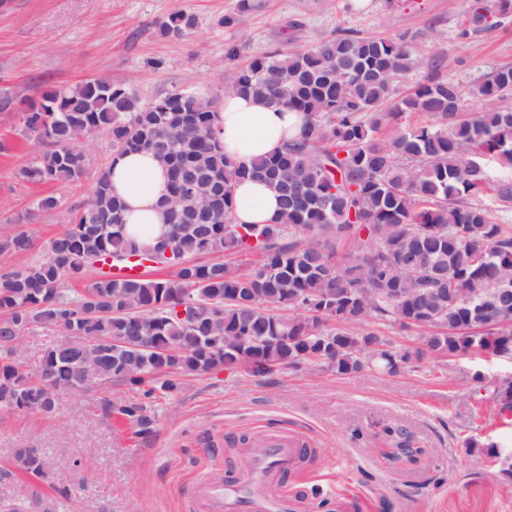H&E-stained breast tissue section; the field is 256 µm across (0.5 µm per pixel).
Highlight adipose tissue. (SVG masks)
I'll return each instance as SVG.
<instances>
[{"label":"adipose tissue","mask_w":512,"mask_h":512,"mask_svg":"<svg viewBox=\"0 0 512 512\" xmlns=\"http://www.w3.org/2000/svg\"><path fill=\"white\" fill-rule=\"evenodd\" d=\"M303 117L270 107L251 96H225L217 128L225 152L236 162L250 164L272 154L296 136ZM112 192L124 204L127 232L138 242L153 244L166 233L164 203L170 195L165 166L152 154L128 152L113 157L109 167ZM280 213L276 193L266 184L243 180L233 197L238 224H272Z\"/></svg>","instance_id":"1"}]
</instances>
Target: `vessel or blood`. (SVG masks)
<instances>
[{
	"mask_svg": "<svg viewBox=\"0 0 512 512\" xmlns=\"http://www.w3.org/2000/svg\"><path fill=\"white\" fill-rule=\"evenodd\" d=\"M251 453L257 464L251 486L228 489L209 478L198 482L206 512H274L276 500L267 491L270 478L291 465L294 448L287 437L273 435L257 442Z\"/></svg>",
	"mask_w": 512,
	"mask_h": 512,
	"instance_id": "1",
	"label": "vessel or blood"
}]
</instances>
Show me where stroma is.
Returning a JSON list of instances; mask_svg holds the SVG:
<instances>
[{
	"label": "stroma",
	"instance_id": "1",
	"mask_svg": "<svg viewBox=\"0 0 512 512\" xmlns=\"http://www.w3.org/2000/svg\"><path fill=\"white\" fill-rule=\"evenodd\" d=\"M482 3L491 22L464 39L465 0H249L244 10L239 0H0V90L34 97L104 77L144 102L177 90L220 98L254 57L343 30L405 37L422 61L408 84L437 76L468 87L512 66V18L495 16L496 0ZM174 13L194 16V27L162 36L160 23ZM21 126L19 110L0 112V236L22 229L19 216L39 198L53 195L60 205L23 228L33 250L0 254V273L43 257L112 156L100 135L79 182L27 183L20 171L37 146ZM509 375L512 360L472 352L428 357L395 374L220 369L186 377L175 394H155L148 433L104 413L105 402L132 399L131 390L93 387L49 417L0 415V506L38 500L53 512H202L196 482L243 480L250 444L280 433L297 447L272 489L287 495L291 512H512V478L492 451L512 447V413L499 415L490 399ZM21 448L40 450L45 477L17 467Z\"/></svg>",
	"mask_w": 512,
	"mask_h": 512
}]
</instances>
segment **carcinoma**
Listing matches in <instances>:
<instances>
[{
  "instance_id": "carcinoma-1",
  "label": "carcinoma",
  "mask_w": 512,
  "mask_h": 512,
  "mask_svg": "<svg viewBox=\"0 0 512 512\" xmlns=\"http://www.w3.org/2000/svg\"><path fill=\"white\" fill-rule=\"evenodd\" d=\"M489 14L470 4L461 35L483 31ZM194 26L169 16L163 35ZM401 39L342 31L311 48L275 50L239 69L226 93L252 95L303 116L299 135L249 165L224 152L218 101L175 91L148 103L120 83L86 78L47 90L22 113V134L46 149L20 172L62 186L86 173L81 144L105 134L112 154L152 153L167 171H183L199 190L166 201L168 233L139 244L125 230L121 203L102 171L71 224L44 257L0 274V413H56L64 392L84 389L88 371L114 385L174 392L178 377L214 369L255 373L325 366L338 375L376 367L394 373L410 359L367 319L408 331L424 326L425 351L470 350L512 356V224L468 202L489 194L505 212L512 178H494L489 162L512 169V67L470 88L429 80L398 96L417 67ZM481 101L464 112L467 99ZM421 113L424 124L405 123ZM394 122L396 133L381 135ZM266 182L281 199L275 224H237L235 183ZM351 243L338 253L336 244ZM34 247L27 232L0 237L1 253ZM258 254L234 268L217 256ZM173 269L168 278L119 274L130 261ZM97 277L79 291L69 285ZM56 327L65 339L42 359L38 379L16 359L26 331ZM242 336L247 349L235 341ZM492 400L512 410V381ZM118 414L150 429L144 403ZM24 472L44 475L36 448H22Z\"/></svg>"
}]
</instances>
